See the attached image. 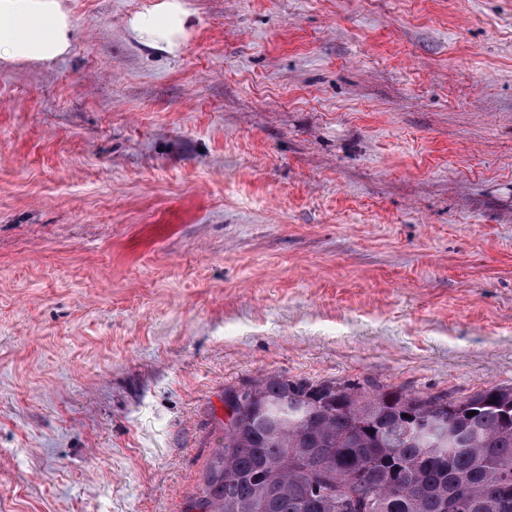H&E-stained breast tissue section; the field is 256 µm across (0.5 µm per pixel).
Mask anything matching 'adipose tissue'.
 Wrapping results in <instances>:
<instances>
[{
  "instance_id": "adipose-tissue-1",
  "label": "adipose tissue",
  "mask_w": 512,
  "mask_h": 512,
  "mask_svg": "<svg viewBox=\"0 0 512 512\" xmlns=\"http://www.w3.org/2000/svg\"><path fill=\"white\" fill-rule=\"evenodd\" d=\"M191 17L184 0H153L126 26L144 48L174 56L189 35ZM75 29L66 0H0V60L53 63L71 51Z\"/></svg>"
}]
</instances>
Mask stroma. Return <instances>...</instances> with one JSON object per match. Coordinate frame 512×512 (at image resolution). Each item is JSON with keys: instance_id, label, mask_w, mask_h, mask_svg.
<instances>
[{"instance_id": "stroma-1", "label": "stroma", "mask_w": 512, "mask_h": 512, "mask_svg": "<svg viewBox=\"0 0 512 512\" xmlns=\"http://www.w3.org/2000/svg\"><path fill=\"white\" fill-rule=\"evenodd\" d=\"M150 2L0 63V512H186L266 374L512 385V0ZM192 13L183 0H156L127 19L131 36L144 48L177 55L189 35Z\"/></svg>"}]
</instances>
